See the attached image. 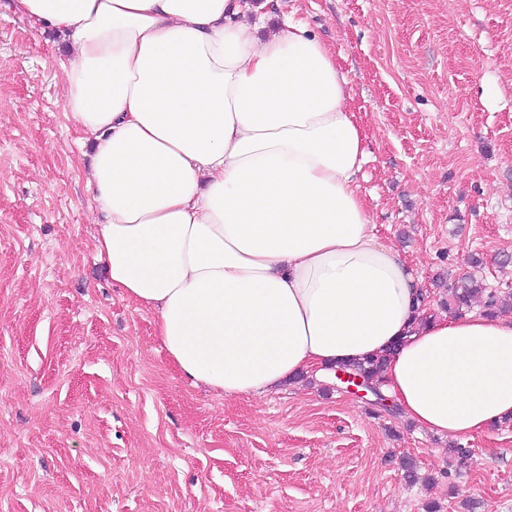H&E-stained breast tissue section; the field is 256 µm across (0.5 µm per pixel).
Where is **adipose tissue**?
I'll list each match as a JSON object with an SVG mask.
<instances>
[{"label":"adipose tissue","instance_id":"adipose-tissue-1","mask_svg":"<svg viewBox=\"0 0 512 512\" xmlns=\"http://www.w3.org/2000/svg\"><path fill=\"white\" fill-rule=\"evenodd\" d=\"M68 42L96 256L170 363L227 397L387 357L381 390L451 440L512 419V316L421 321L359 192L336 57L281 0H13ZM280 22L266 36L247 13Z\"/></svg>","mask_w":512,"mask_h":512}]
</instances>
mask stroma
<instances>
[{
  "instance_id": "obj_1",
  "label": "stroma",
  "mask_w": 512,
  "mask_h": 512,
  "mask_svg": "<svg viewBox=\"0 0 512 512\" xmlns=\"http://www.w3.org/2000/svg\"><path fill=\"white\" fill-rule=\"evenodd\" d=\"M288 9L351 83L360 191L428 311L439 277L512 292V0ZM66 54L0 0V512H512V422L460 460L336 380L227 398L180 376L97 261Z\"/></svg>"
}]
</instances>
